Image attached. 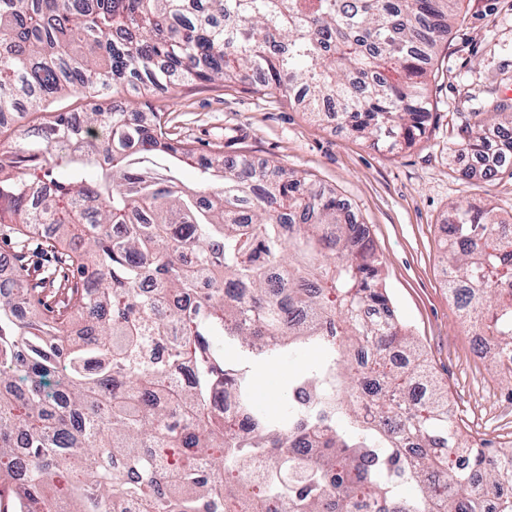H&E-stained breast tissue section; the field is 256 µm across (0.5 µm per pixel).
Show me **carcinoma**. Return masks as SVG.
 <instances>
[{
  "label": "carcinoma",
  "mask_w": 512,
  "mask_h": 512,
  "mask_svg": "<svg viewBox=\"0 0 512 512\" xmlns=\"http://www.w3.org/2000/svg\"><path fill=\"white\" fill-rule=\"evenodd\" d=\"M459 0H0V115L58 112L0 154V224L42 225L61 299L0 283V478L17 460L21 512H493L512 444L465 439L428 359L396 317L383 260L335 192L243 156L178 166L150 109L106 103L185 81L244 82L336 107L352 133L411 147L424 86ZM512 156V112L487 110ZM484 126L462 147H491ZM448 288L493 359L512 350V239L489 204L456 203ZM81 320L82 337L72 339ZM319 353L271 415L251 368ZM235 427L212 408L218 392ZM415 493L404 496L402 486Z\"/></svg>",
  "instance_id": "cac0c4a2"
}]
</instances>
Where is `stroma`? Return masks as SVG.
<instances>
[{"instance_id": "1", "label": "stroma", "mask_w": 512, "mask_h": 512, "mask_svg": "<svg viewBox=\"0 0 512 512\" xmlns=\"http://www.w3.org/2000/svg\"><path fill=\"white\" fill-rule=\"evenodd\" d=\"M431 69L426 134L394 154L351 134L331 114L314 116L245 83L192 81L149 92L145 101L163 113L171 144L193 149L196 158L245 155L346 200L384 260L392 306L447 388L463 435L506 444L512 442V385L492 360L467 355L471 329L448 291L441 242L456 202H490L512 221V163L487 181L479 161L460 150L464 131L483 118V100L512 105V0H460ZM14 248L13 236L0 230V280L53 272L41 237L30 239L22 262H15ZM316 358L304 349L254 366L258 405L279 410L288 377Z\"/></svg>"}]
</instances>
